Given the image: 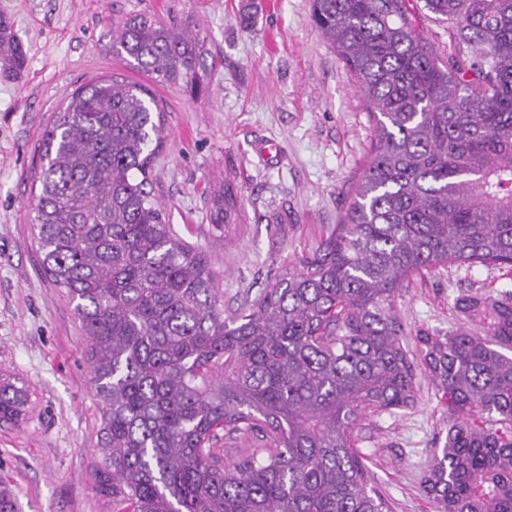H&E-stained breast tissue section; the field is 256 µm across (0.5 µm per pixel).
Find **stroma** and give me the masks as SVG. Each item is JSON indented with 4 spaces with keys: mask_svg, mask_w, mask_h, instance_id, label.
<instances>
[{
    "mask_svg": "<svg viewBox=\"0 0 512 512\" xmlns=\"http://www.w3.org/2000/svg\"><path fill=\"white\" fill-rule=\"evenodd\" d=\"M138 13L208 32L216 68L200 91L156 82L113 56V21ZM0 16L28 57L21 77L0 74V373L30 393L25 422H0V480L21 512H112L91 477L101 422L86 338L30 238L43 132L65 94L107 75L150 86L167 137L151 170L154 195L178 237L210 257L228 314L341 222L374 129L311 0H0ZM271 140L279 154H262ZM227 179L238 220L220 235L210 198ZM505 289L508 267L411 278L397 298L406 345L416 352L421 334L466 326L459 296ZM447 430L448 406L426 377L414 408L360 422L356 446L392 512H439L421 481Z\"/></svg>",
    "mask_w": 512,
    "mask_h": 512,
    "instance_id": "1",
    "label": "stroma"
}]
</instances>
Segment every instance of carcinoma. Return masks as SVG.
Wrapping results in <instances>:
<instances>
[{
	"label": "carcinoma",
	"mask_w": 512,
	"mask_h": 512,
	"mask_svg": "<svg viewBox=\"0 0 512 512\" xmlns=\"http://www.w3.org/2000/svg\"><path fill=\"white\" fill-rule=\"evenodd\" d=\"M422 2L453 33L445 60L407 0H312L367 103L369 160L343 222L229 317L210 259L153 193L156 97L114 76L65 95L42 138L31 234L87 338L103 459L92 479L113 512H391L355 429L418 401L400 288L448 266L512 267V0ZM112 54L192 90L212 69L198 26L146 15L113 27ZM26 66L0 18V71ZM211 204L222 231L233 185ZM456 308L482 333L418 337L450 416L423 488L440 512H512V290ZM28 402L0 382V420ZM241 437L255 448L224 463L221 442Z\"/></svg>",
	"instance_id": "1"
}]
</instances>
